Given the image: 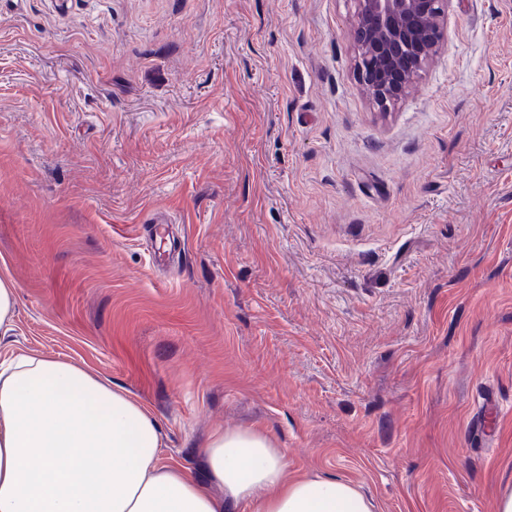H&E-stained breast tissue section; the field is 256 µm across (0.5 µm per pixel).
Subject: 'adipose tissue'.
I'll return each instance as SVG.
<instances>
[{"label":"adipose tissue","mask_w":512,"mask_h":512,"mask_svg":"<svg viewBox=\"0 0 512 512\" xmlns=\"http://www.w3.org/2000/svg\"><path fill=\"white\" fill-rule=\"evenodd\" d=\"M157 424L88 371L52 357L0 363V512H372L339 478L288 479L258 430H215L204 483L163 463Z\"/></svg>","instance_id":"obj_1"}]
</instances>
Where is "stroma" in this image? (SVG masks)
<instances>
[{"label": "stroma", "mask_w": 512, "mask_h": 512, "mask_svg": "<svg viewBox=\"0 0 512 512\" xmlns=\"http://www.w3.org/2000/svg\"><path fill=\"white\" fill-rule=\"evenodd\" d=\"M353 0H0V359L91 370L208 483L219 428L373 512L512 491V0L390 111ZM186 247L170 263L145 220Z\"/></svg>", "instance_id": "1"}]
</instances>
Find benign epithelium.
<instances>
[{
	"instance_id": "obj_1",
	"label": "benign epithelium",
	"mask_w": 512,
	"mask_h": 512,
	"mask_svg": "<svg viewBox=\"0 0 512 512\" xmlns=\"http://www.w3.org/2000/svg\"><path fill=\"white\" fill-rule=\"evenodd\" d=\"M450 0H356L352 30L359 78L387 111L443 45Z\"/></svg>"
}]
</instances>
